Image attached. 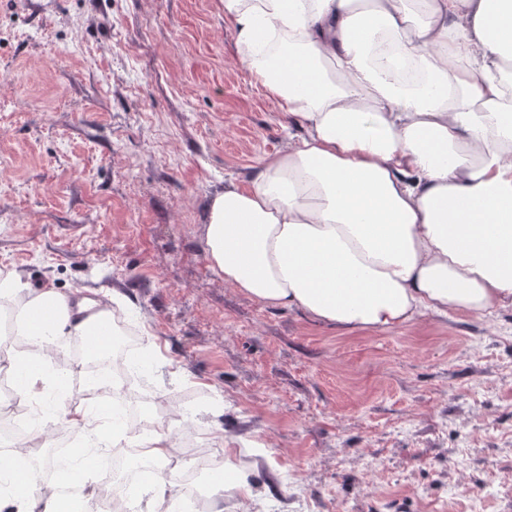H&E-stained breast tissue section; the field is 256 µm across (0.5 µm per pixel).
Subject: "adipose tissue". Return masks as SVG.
<instances>
[{
  "instance_id": "obj_1",
  "label": "adipose tissue",
  "mask_w": 512,
  "mask_h": 512,
  "mask_svg": "<svg viewBox=\"0 0 512 512\" xmlns=\"http://www.w3.org/2000/svg\"><path fill=\"white\" fill-rule=\"evenodd\" d=\"M250 81L303 136L213 195L204 255L225 284L347 330L512 308V0H222ZM114 297H74L0 270V329L21 399L85 435L77 493L0 466V512H94L101 450L148 451L150 512H175L170 430L129 433L52 404L48 358Z\"/></svg>"
}]
</instances>
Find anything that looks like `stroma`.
Returning a JSON list of instances; mask_svg holds the SVG:
<instances>
[{
    "instance_id": "35a3bbf8",
    "label": "stroma",
    "mask_w": 512,
    "mask_h": 512,
    "mask_svg": "<svg viewBox=\"0 0 512 512\" xmlns=\"http://www.w3.org/2000/svg\"><path fill=\"white\" fill-rule=\"evenodd\" d=\"M232 44L220 0H0V270L116 291L204 411L183 469L232 454L269 512H512V308L351 331L208 268L210 197L302 133Z\"/></svg>"
}]
</instances>
